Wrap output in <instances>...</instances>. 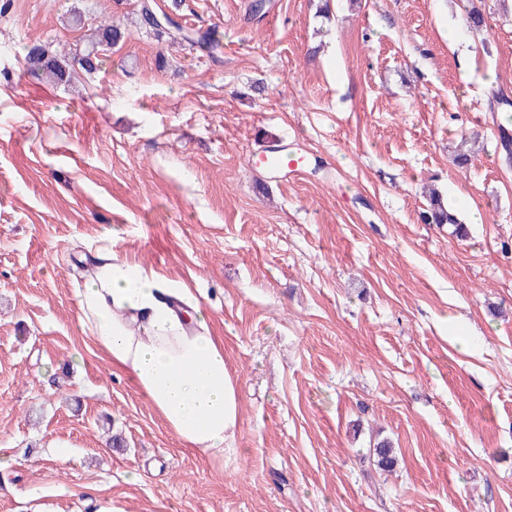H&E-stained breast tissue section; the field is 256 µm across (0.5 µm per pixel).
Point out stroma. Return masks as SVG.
Wrapping results in <instances>:
<instances>
[{"label":"stroma","mask_w":512,"mask_h":512,"mask_svg":"<svg viewBox=\"0 0 512 512\" xmlns=\"http://www.w3.org/2000/svg\"><path fill=\"white\" fill-rule=\"evenodd\" d=\"M251 2L182 0L213 60L136 27L138 0H0V512H512V167L487 99L512 97V0H482V32L468 0ZM106 20L125 37L95 74H25L27 46ZM266 145L304 176L250 163ZM430 186L466 241L422 221ZM104 246L206 307L241 396L223 464L83 333ZM370 454H372L375 466L383 471H390L398 463L396 450L387 440L376 443L372 450H370Z\"/></svg>","instance_id":"35a3bbf8"}]
</instances>
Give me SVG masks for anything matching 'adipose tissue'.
I'll use <instances>...</instances> for the list:
<instances>
[{
	"mask_svg": "<svg viewBox=\"0 0 512 512\" xmlns=\"http://www.w3.org/2000/svg\"><path fill=\"white\" fill-rule=\"evenodd\" d=\"M80 322L186 447L223 463L239 425L237 377L187 289L102 251L77 296Z\"/></svg>",
	"mask_w": 512,
	"mask_h": 512,
	"instance_id": "ef3b65f1",
	"label": "adipose tissue"
}]
</instances>
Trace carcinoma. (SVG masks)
Listing matches in <instances>:
<instances>
[{"mask_svg":"<svg viewBox=\"0 0 512 512\" xmlns=\"http://www.w3.org/2000/svg\"><path fill=\"white\" fill-rule=\"evenodd\" d=\"M137 23L158 35H167L173 44L185 43L204 56L214 58L220 51L216 30L187 28L177 20L174 13L162 10L156 0H139ZM121 37L119 25L108 23L94 28L87 34L84 43L75 45L64 54L53 53L40 44H34L29 48L25 58L26 72L55 86H68L74 78L75 63H80L84 72L93 73L98 69L104 47L116 44ZM422 219L426 224L454 226V233L460 239L468 235L466 225L436 194L430 196L429 208L423 213ZM370 454L375 466L383 471L393 469L398 463L396 450L387 440L376 443Z\"/></svg>","mask_w":512,"mask_h":512,"instance_id":"obj_1","label":"carcinoma"}]
</instances>
